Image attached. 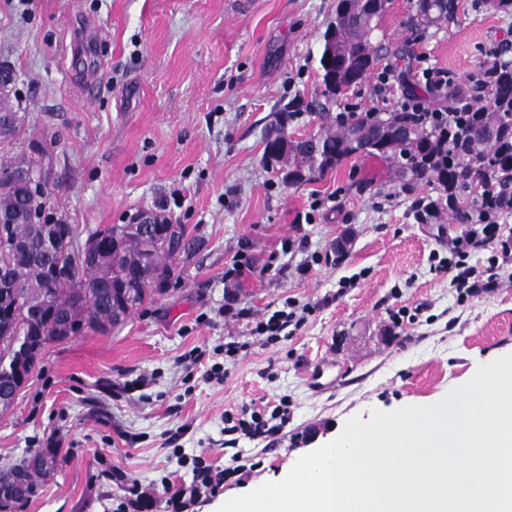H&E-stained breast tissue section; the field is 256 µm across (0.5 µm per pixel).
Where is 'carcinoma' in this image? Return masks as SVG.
I'll return each instance as SVG.
<instances>
[{
    "label": "carcinoma",
    "mask_w": 512,
    "mask_h": 512,
    "mask_svg": "<svg viewBox=\"0 0 512 512\" xmlns=\"http://www.w3.org/2000/svg\"><path fill=\"white\" fill-rule=\"evenodd\" d=\"M338 12L323 35L336 42L329 57L321 53L325 101L357 83L372 64L368 43L382 12L371 0H349L346 14ZM500 51L495 68L471 78L472 94L448 91L454 106L429 119L419 111L389 112L382 127L368 132L374 117L350 112L296 144L288 151V183L322 175L351 155L381 156L411 186L432 185L437 198L416 200L424 224L448 216L450 224H494L512 213V58ZM0 144H11L25 127V113L10 104L16 73L0 67ZM31 170L11 159L0 160V228L21 248L0 249V267L12 268L15 286L0 297V327L37 336L41 347L68 338L75 325L84 333H105L127 319L155 293L153 285L173 275L169 261L188 250L183 225L163 211H140L144 230L129 224H108L83 232L62 219L33 218L46 209L42 191L45 174L33 181L20 178ZM40 352L20 359L0 346V396L18 388L17 375L29 376ZM59 463L52 448L34 451L0 468V475L24 474L25 488L0 498V510L17 509L30 501L26 493Z\"/></svg>",
    "instance_id": "obj_1"
}]
</instances>
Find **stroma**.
I'll use <instances>...</instances> for the list:
<instances>
[{
	"instance_id": "stroma-1",
	"label": "stroma",
	"mask_w": 512,
	"mask_h": 512,
	"mask_svg": "<svg viewBox=\"0 0 512 512\" xmlns=\"http://www.w3.org/2000/svg\"><path fill=\"white\" fill-rule=\"evenodd\" d=\"M336 0H0V65L18 75L11 102L25 131L0 156L49 166L47 199L67 223L94 228L165 208L200 247L175 261L176 285L107 334L42 352L0 415V467L59 433L58 467L21 512H113L134 484L147 508L218 512L225 497L279 477L354 416L425 402L512 352V266L487 294L455 288L449 235L424 224L385 159L351 156L289 185L262 160L281 109L286 131L315 133L325 115L448 106L430 75L463 85L512 48V13L459 0L451 21L423 24L417 0H389L371 37L370 75L320 114L319 57ZM94 72L96 84L85 76ZM249 258L224 312V273ZM312 305L267 343L258 321L286 302ZM238 343L235 359L224 346ZM222 362V380L204 379ZM288 405L264 441L227 447L225 414ZM238 446V447H239ZM242 481L191 495L174 448ZM123 482L98 480L101 470Z\"/></svg>"
}]
</instances>
